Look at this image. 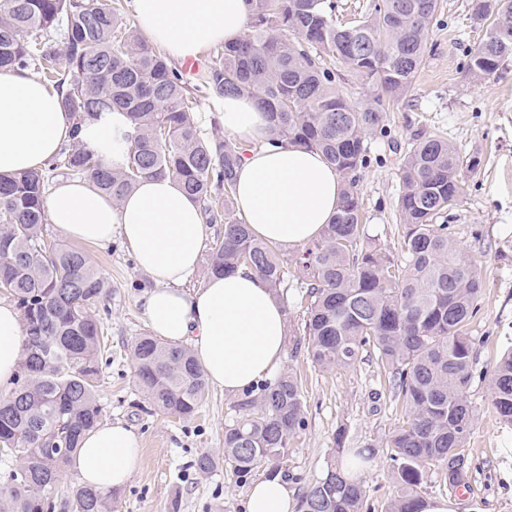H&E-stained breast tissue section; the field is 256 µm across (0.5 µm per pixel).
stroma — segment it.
Masks as SVG:
<instances>
[{
  "label": "stroma",
  "instance_id": "1",
  "mask_svg": "<svg viewBox=\"0 0 512 512\" xmlns=\"http://www.w3.org/2000/svg\"><path fill=\"white\" fill-rule=\"evenodd\" d=\"M469 2L441 0L409 94L390 105L384 132L371 137L370 157L357 173V192L369 234L392 250L402 233L397 203L404 155L413 139L439 132L479 161L475 170L463 171L464 194L444 216L485 283L468 326L476 365L468 393L474 425L464 448L467 490L448 491L441 475L432 472L425 495L446 499L451 512H512V426L497 415L489 390L495 363L512 351V59L489 77L468 71L469 53L486 32L472 18ZM84 251L112 284L99 309L106 344L98 380L103 420L126 424L140 440L138 466L114 496L112 512H245L253 482L267 477L268 467L257 468L250 481L242 482L227 465L208 474L192 466L200 452H221L224 425L234 415L232 397L209 388L201 411L190 420L152 411L136 382L130 349L136 337L150 331L140 298L153 282L120 239L103 247L88 244ZM283 365L302 383L306 426L280 477L301 495L325 467L338 427H346L351 447L373 452L364 472L367 503L371 512H384L395 493L386 441L405 418L387 379L371 360L323 371L305 352L291 349Z\"/></svg>",
  "mask_w": 512,
  "mask_h": 512
}]
</instances>
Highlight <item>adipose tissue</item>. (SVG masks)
<instances>
[{
  "label": "adipose tissue",
  "mask_w": 512,
  "mask_h": 512,
  "mask_svg": "<svg viewBox=\"0 0 512 512\" xmlns=\"http://www.w3.org/2000/svg\"><path fill=\"white\" fill-rule=\"evenodd\" d=\"M148 41L184 61L239 39L249 0H133ZM57 91L29 72L0 71V173L46 168L73 139L74 120ZM219 120L245 146L235 205L260 239L295 248L318 237L342 196L338 171L317 151L267 146L268 120L254 100L225 97ZM48 220L67 238L92 244L120 237L154 286L141 305L154 335L189 342L212 385L235 395L279 372L287 324L277 294L254 271L210 277L185 289L197 268L206 226L198 204L176 179H144L113 203L84 179L63 180L46 198ZM22 316L0 300V389L11 387L21 357ZM139 457L135 433L116 422L87 433L73 460L83 485L122 489ZM285 481L268 477L251 489L246 512H294Z\"/></svg>",
  "instance_id": "ef3b65f1"
}]
</instances>
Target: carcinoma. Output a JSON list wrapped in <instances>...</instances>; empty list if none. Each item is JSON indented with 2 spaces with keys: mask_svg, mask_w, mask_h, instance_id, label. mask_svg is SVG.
<instances>
[{
  "mask_svg": "<svg viewBox=\"0 0 512 512\" xmlns=\"http://www.w3.org/2000/svg\"><path fill=\"white\" fill-rule=\"evenodd\" d=\"M126 0H0V70L34 68L61 95L76 128L99 125L103 141L74 139L48 167L0 174V295L19 308L24 342L19 375L0 401V457L11 481L0 512H44L55 498L65 512H112V491L63 488L61 473L86 432L102 422L95 381L102 355L98 303L106 278L85 253L46 238V187L57 172L87 178L120 202L142 179L170 176L200 206L208 224L224 225L207 251L208 274L256 270L276 293L292 273L307 291V318L293 347L321 370L375 360L401 399L406 420L389 436L395 495L385 512H418L428 473L448 488L464 484V447L473 426L467 393L474 380L467 333L484 284L471 257L438 223L460 201L464 169H473L446 137L410 144L402 171L403 234L393 257L369 241L355 173L367 162L368 137L384 127L388 105L409 91L421 66L439 0H376L362 19L336 22L332 0H250L240 39L215 48L188 78L148 44L126 18ZM486 24L468 70L495 74L512 57V0H471ZM64 27L63 48L49 38ZM350 67L371 93L362 102L336 90L327 62ZM247 96L266 110L267 142L320 152L343 175L344 192L321 235L291 258L260 240L238 216L236 169L243 149L203 132L200 94ZM114 112L125 114L112 129ZM135 375L154 409L188 420L208 393V379L183 344L151 335L131 349ZM491 401L512 425V351L493 368ZM224 453L201 452L202 474L228 462L240 481L262 466L278 470L306 425L303 391L283 370L233 404ZM336 448L320 477L298 500V512H364V448Z\"/></svg>",
  "mask_w": 512,
  "mask_h": 512,
  "instance_id": "carcinoma-1",
  "label": "carcinoma"
}]
</instances>
